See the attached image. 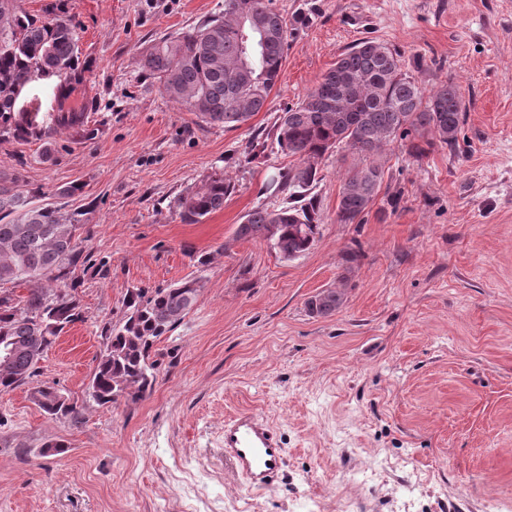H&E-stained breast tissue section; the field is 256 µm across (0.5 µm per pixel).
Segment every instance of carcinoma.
I'll return each mask as SVG.
<instances>
[{
  "mask_svg": "<svg viewBox=\"0 0 512 512\" xmlns=\"http://www.w3.org/2000/svg\"><path fill=\"white\" fill-rule=\"evenodd\" d=\"M264 35L260 47L249 53L240 33L242 23ZM287 19L273 0H224V9L203 24L163 35L145 51L144 76L157 79L162 91L207 123L238 128L261 111L276 84L288 44ZM78 37L64 19L43 20L22 11L17 0H0V140H46L51 155V131L41 127L38 112L20 107L24 88L35 74L56 77L58 112L55 126L86 137L85 114L64 108L71 86L83 81L78 71ZM465 111L456 85L441 82L425 93L408 72L402 56L373 39L358 42L323 74L321 81L277 126L281 151L298 164L270 177L277 192L307 190L317 182L318 162L343 145L356 154L343 179L337 220L360 224L379 194L384 171L378 163L385 147L400 139L407 153L421 159L435 142L450 148L458 141ZM19 178L3 183L0 177V340L12 347L8 362L0 361V391L30 382L37 364L65 327L82 318L71 278L80 262H87L78 243V231L88 212L63 216L50 204L18 189ZM230 185L213 174L202 185L178 199L182 218L195 223L224 208ZM297 195L275 210L257 208L238 225L235 236L265 243L287 260L297 258L314 244L318 225L313 206H296ZM54 284L32 288L17 299L12 286L19 283ZM199 280L188 279L150 293L132 292L128 313L104 327L105 349L99 356L90 389L100 405L135 403L152 389L156 379L151 350L192 310L199 295ZM345 289L322 290L307 301L309 315L327 317L344 302ZM47 384L32 388L33 402L57 418L76 413V405Z\"/></svg>",
  "mask_w": 512,
  "mask_h": 512,
  "instance_id": "1",
  "label": "carcinoma"
}]
</instances>
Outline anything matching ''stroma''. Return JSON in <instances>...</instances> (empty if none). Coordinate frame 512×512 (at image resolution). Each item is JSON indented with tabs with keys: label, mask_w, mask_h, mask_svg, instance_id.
Segmentation results:
<instances>
[{
	"label": "stroma",
	"mask_w": 512,
	"mask_h": 512,
	"mask_svg": "<svg viewBox=\"0 0 512 512\" xmlns=\"http://www.w3.org/2000/svg\"><path fill=\"white\" fill-rule=\"evenodd\" d=\"M224 0H20L71 19L82 83L70 97L94 136L0 141V175L68 214L86 264L82 318L31 384L0 392V512H512V0H274L292 25L265 108L229 129L170 101L141 73L161 35ZM365 37L400 52L425 89L453 82L466 108L455 148L423 158L391 142L363 223L336 219L347 149L319 162V232L282 260L235 237L294 164L280 116ZM215 173L224 207L185 223L176 199ZM81 185L66 197V187ZM195 278L198 302L151 353L142 400L100 405L89 384L125 299ZM345 287L333 315L308 298ZM49 383L78 412L30 398ZM250 410L281 435L278 482L248 486L224 457V419ZM63 441L66 450L45 452Z\"/></svg>",
	"instance_id": "obj_1"
}]
</instances>
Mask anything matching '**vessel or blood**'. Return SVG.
Listing matches in <instances>:
<instances>
[{"label": "vessel or blood", "mask_w": 512, "mask_h": 512, "mask_svg": "<svg viewBox=\"0 0 512 512\" xmlns=\"http://www.w3.org/2000/svg\"><path fill=\"white\" fill-rule=\"evenodd\" d=\"M283 454L281 437L262 418L245 412L225 419L224 456L250 486H272L278 478Z\"/></svg>", "instance_id": "vessel-or-blood-1"}]
</instances>
